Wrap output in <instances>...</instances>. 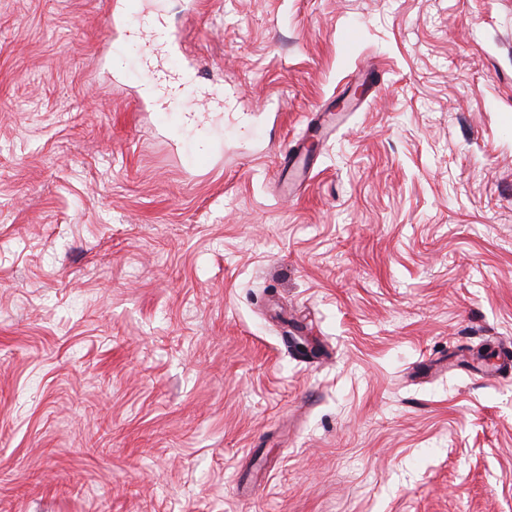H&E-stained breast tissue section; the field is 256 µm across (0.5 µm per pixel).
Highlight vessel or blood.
<instances>
[{
	"label": "vessel or blood",
	"instance_id": "obj_1",
	"mask_svg": "<svg viewBox=\"0 0 512 512\" xmlns=\"http://www.w3.org/2000/svg\"><path fill=\"white\" fill-rule=\"evenodd\" d=\"M107 30L119 46L136 49L143 80L157 94L158 121L176 114L182 123H192L198 76L183 61L184 31L170 26L162 13L149 10L144 0H116Z\"/></svg>",
	"mask_w": 512,
	"mask_h": 512
}]
</instances>
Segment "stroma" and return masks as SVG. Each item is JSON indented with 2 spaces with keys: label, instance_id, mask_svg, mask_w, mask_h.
Here are the masks:
<instances>
[{
  "label": "stroma",
  "instance_id": "stroma-1",
  "mask_svg": "<svg viewBox=\"0 0 512 512\" xmlns=\"http://www.w3.org/2000/svg\"><path fill=\"white\" fill-rule=\"evenodd\" d=\"M112 2L0 0V512H512V0H152L203 134ZM106 23L116 45L136 48L144 83L157 94V120L163 123L177 114L183 124H191L198 112V76L183 61L184 31L170 26L143 0L115 1Z\"/></svg>",
  "mask_w": 512,
  "mask_h": 512
}]
</instances>
